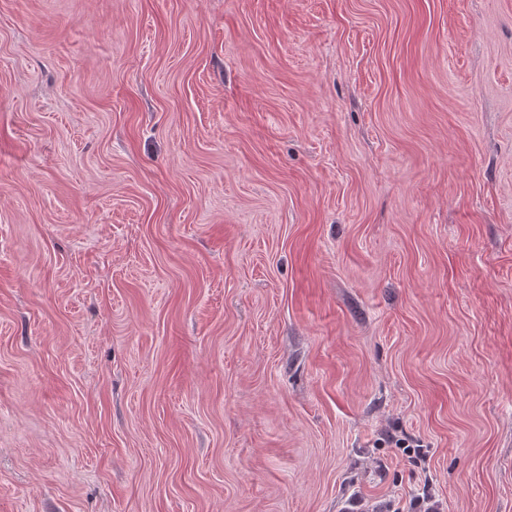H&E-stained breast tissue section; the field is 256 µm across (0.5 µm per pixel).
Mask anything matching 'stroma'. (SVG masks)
Listing matches in <instances>:
<instances>
[{"mask_svg": "<svg viewBox=\"0 0 512 512\" xmlns=\"http://www.w3.org/2000/svg\"><path fill=\"white\" fill-rule=\"evenodd\" d=\"M426 488L512 512V0H0V512Z\"/></svg>", "mask_w": 512, "mask_h": 512, "instance_id": "1", "label": "stroma"}]
</instances>
